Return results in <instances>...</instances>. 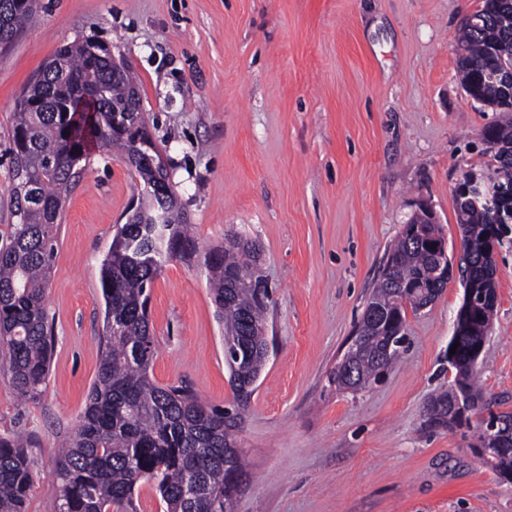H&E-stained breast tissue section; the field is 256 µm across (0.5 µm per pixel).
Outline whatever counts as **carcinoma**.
Listing matches in <instances>:
<instances>
[{"instance_id":"carcinoma-1","label":"carcinoma","mask_w":512,"mask_h":512,"mask_svg":"<svg viewBox=\"0 0 512 512\" xmlns=\"http://www.w3.org/2000/svg\"><path fill=\"white\" fill-rule=\"evenodd\" d=\"M14 8L17 27L12 30L0 19V32L16 38L37 10L23 0H14ZM474 16L480 25L468 18L462 24L458 75L464 88L497 110L500 90L490 75L512 64V0H482ZM98 51L96 40L86 38L56 52L62 68L81 84L106 89L102 111L92 117L97 147L115 148L126 158L139 150L148 154L153 142L143 146L129 136L112 134L114 111L130 124L136 121L138 114L129 108L139 92L132 69L114 73L106 57L94 58ZM55 103L31 84L27 97L17 103L11 135L9 192L17 223L0 245V359L23 400L38 397L49 371L52 328L44 292L66 199L74 189L78 164L87 158L85 127L73 123V114L54 111ZM486 130L496 147L486 148L489 160L479 174L512 189V119L492 123ZM138 175L146 183L138 213L117 228L100 267L101 359L83 418L58 459L54 512H127L142 483L160 496L166 512H233L245 463L230 434L231 412L204 403L186 387L161 386L150 376L156 342L147 313L149 290L166 262L190 261L199 248L173 186H168L163 201L147 186L151 175L144 170ZM455 202L468 258L461 266L462 280L480 304L476 319L454 336L459 343L455 384L479 397L470 351L486 340L482 328L490 327L496 308L494 269L485 261L488 240L495 233V213L463 197ZM162 209L165 223H140L141 216ZM439 234L437 224L404 225L360 320L363 336L354 357L356 383L336 373V386L361 390L399 357L396 333L405 326L406 307L416 311L421 296L432 301L444 288L426 245L427 237ZM259 255L255 243L229 236L224 246L204 253L202 261L224 339L230 342L224 356H241L247 372L254 374L264 365L266 338L260 332L269 291L248 288L240 281H261ZM507 439L493 456L490 469L496 473L512 471V433ZM25 448L16 434L0 437V512H27L33 471Z\"/></svg>"}]
</instances>
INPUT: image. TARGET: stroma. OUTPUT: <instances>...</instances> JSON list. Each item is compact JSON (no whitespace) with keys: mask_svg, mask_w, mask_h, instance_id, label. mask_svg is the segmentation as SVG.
I'll list each match as a JSON object with an SVG mask.
<instances>
[{"mask_svg":"<svg viewBox=\"0 0 512 512\" xmlns=\"http://www.w3.org/2000/svg\"><path fill=\"white\" fill-rule=\"evenodd\" d=\"M481 0H37L38 20L0 53V240L14 221L8 152L21 94L57 49L108 42L138 77L142 117L200 250L236 233L262 250L270 356L234 421L246 470L233 512H512V485L473 454L478 413L430 412L454 375L448 343L464 288L452 276L407 312L404 352L358 392L336 365L420 203L448 253L461 238L453 187L486 160L500 113L457 76V34ZM144 189L99 148L58 229L45 308L50 372L20 401L0 373V433L31 436L27 512H52L60 446L84 412L101 357L99 272ZM497 307L477 364L481 410L512 411V248L497 257ZM152 377L212 406L234 402L200 260L169 262L149 304Z\"/></svg>","mask_w":512,"mask_h":512,"instance_id":"35a3bbf8","label":"stroma"}]
</instances>
